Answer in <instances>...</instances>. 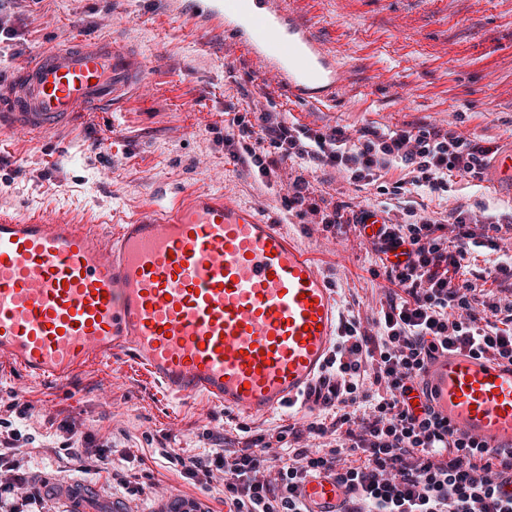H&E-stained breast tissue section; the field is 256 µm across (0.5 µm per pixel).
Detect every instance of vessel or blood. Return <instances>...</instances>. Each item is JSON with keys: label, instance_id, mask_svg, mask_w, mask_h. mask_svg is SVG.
Returning a JSON list of instances; mask_svg holds the SVG:
<instances>
[{"label": "vessel or blood", "instance_id": "b4317fda", "mask_svg": "<svg viewBox=\"0 0 512 512\" xmlns=\"http://www.w3.org/2000/svg\"><path fill=\"white\" fill-rule=\"evenodd\" d=\"M223 25L305 105L335 103L343 70L286 0H189ZM147 75L115 42L39 51L0 90V131L48 134L74 113L108 111ZM339 303L318 262L255 207L197 192L118 225L101 242L45 215L0 217V357L30 378L65 380L118 357L142 362L175 398L205 395L239 418L304 403L339 334ZM422 386L450 429L512 450V363L448 352ZM334 477L301 488L336 512Z\"/></svg>", "mask_w": 512, "mask_h": 512}]
</instances>
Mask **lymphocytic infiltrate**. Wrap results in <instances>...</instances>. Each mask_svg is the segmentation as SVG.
<instances>
[{
	"instance_id": "f902f5d3",
	"label": "lymphocytic infiltrate",
	"mask_w": 512,
	"mask_h": 512,
	"mask_svg": "<svg viewBox=\"0 0 512 512\" xmlns=\"http://www.w3.org/2000/svg\"><path fill=\"white\" fill-rule=\"evenodd\" d=\"M226 145L237 161L251 164L261 184L274 191L285 160L313 169L331 168L358 187L377 186L384 200L375 209H355L343 200L317 203L311 185L295 177L281 196L283 219L293 217L333 232L362 225L370 212L388 213L398 203L402 222L374 228L365 240L378 254L391 287L371 322L362 329L348 312L336 350L317 391L331 423L289 428L298 445L287 456H268L272 442L258 435L239 449L216 448L204 457L168 452L186 479L208 485L222 481L230 512H309L298 489L308 476L336 473L351 495L345 512H512V453L491 454L449 429L428 406L417 405L416 378L438 351L467 349L512 361V301H482L469 279L472 261L496 251L503 228L455 208L435 220L419 214L410 190L443 197L454 178L483 180L493 149L481 137L463 138L427 124L413 128L365 126L356 138L332 128L314 130L267 111L237 112ZM408 178L384 181L390 168ZM0 417V494L24 489L25 504L49 497L51 487L30 482L19 456L22 433L14 419L30 406L17 401ZM322 447H314V440Z\"/></svg>"
}]
</instances>
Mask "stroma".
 Wrapping results in <instances>:
<instances>
[{"instance_id": "stroma-1", "label": "stroma", "mask_w": 512, "mask_h": 512, "mask_svg": "<svg viewBox=\"0 0 512 512\" xmlns=\"http://www.w3.org/2000/svg\"><path fill=\"white\" fill-rule=\"evenodd\" d=\"M292 7L345 72L334 105L291 101L275 79L258 77L256 62L220 26L194 20L181 0H0V26L14 32L0 38V81L10 82L36 51L80 40L125 44L147 65L146 82L115 111L89 108L46 137L0 134V214L48 213L107 236L147 206L206 190L279 221L277 196L224 145L228 102L256 113L274 105L299 124L350 136L365 125L427 123L512 149V0H292ZM279 174L304 176L319 198L338 195L362 207L379 200L376 187L303 171L290 160ZM416 202L429 213L459 206L479 215L512 213V189L488 177L477 187L461 179L450 197L420 195ZM284 230L324 267L341 308H358L364 318L379 310L386 280L354 226L330 234L296 222ZM16 398L31 406L17 426L31 439L25 453L33 480L91 484L96 512H164L177 500L224 512L221 483L183 478L163 449L200 456L214 450L217 432L235 439L243 425L264 434L325 417L322 407L298 406L236 419L223 406L172 397L127 359L81 366L62 382L0 363V406ZM64 422L111 441L110 464L62 449ZM129 464L150 475L151 493H113V470Z\"/></svg>"}]
</instances>
